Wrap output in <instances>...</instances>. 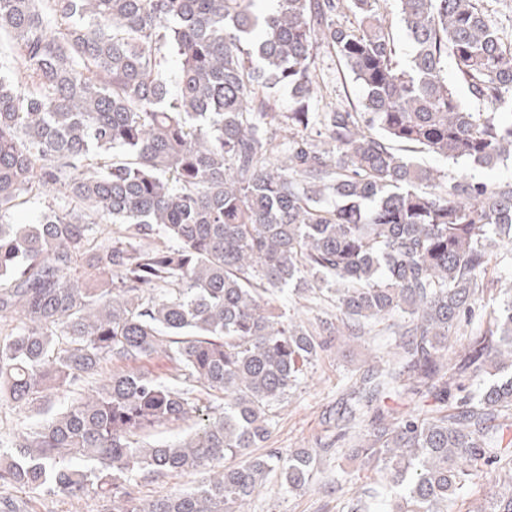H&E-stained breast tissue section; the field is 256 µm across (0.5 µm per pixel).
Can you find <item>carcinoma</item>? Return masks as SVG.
Listing matches in <instances>:
<instances>
[{
    "label": "carcinoma",
    "mask_w": 512,
    "mask_h": 512,
    "mask_svg": "<svg viewBox=\"0 0 512 512\" xmlns=\"http://www.w3.org/2000/svg\"><path fill=\"white\" fill-rule=\"evenodd\" d=\"M256 2L0 0V218L32 193L63 202L0 224V400L63 398L0 443V512H21L16 492L245 512L273 476L308 489L317 453H254L328 344L274 304L286 289L335 298L328 336L386 340L336 422L386 512H452L485 474L499 490L472 512H512V288L485 282L512 261V182H440L394 148L511 160L512 50L479 0ZM322 47L361 90L350 110L314 111ZM169 56L173 91L158 78ZM278 88L288 112L259 97ZM160 352L165 376L136 369ZM161 427L177 436L144 441ZM209 464L222 469L196 487L135 496ZM375 493L359 485L350 512Z\"/></svg>",
    "instance_id": "obj_1"
}]
</instances>
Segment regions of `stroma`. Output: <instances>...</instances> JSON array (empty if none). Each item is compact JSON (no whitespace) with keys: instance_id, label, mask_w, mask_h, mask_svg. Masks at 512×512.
Returning <instances> with one entry per match:
<instances>
[{"instance_id":"stroma-1","label":"stroma","mask_w":512,"mask_h":512,"mask_svg":"<svg viewBox=\"0 0 512 512\" xmlns=\"http://www.w3.org/2000/svg\"><path fill=\"white\" fill-rule=\"evenodd\" d=\"M317 74L330 101L346 109L356 105L359 91L334 55L320 52ZM276 303L313 331L320 320L336 316L335 304L327 297L292 294L277 297ZM376 348V343L359 341L320 352L301 383L275 407L269 447L285 452L324 449L317 474L318 486L305 492L288 493L279 490L276 480H269L253 499L249 512H344L347 497L335 490V483L347 477L363 483L373 481V471L349 457L345 448L335 446L333 422L341 410L350 377L366 373ZM19 499L23 512H107L109 507L104 498L92 493L77 498L23 493Z\"/></svg>"}]
</instances>
